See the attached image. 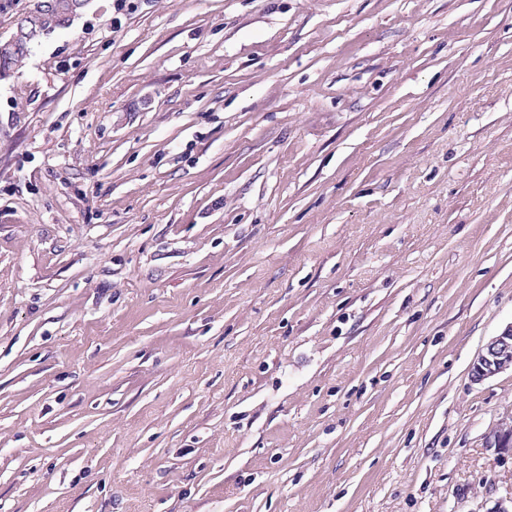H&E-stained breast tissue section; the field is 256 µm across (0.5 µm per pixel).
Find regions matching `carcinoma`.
Segmentation results:
<instances>
[{
  "label": "carcinoma",
  "mask_w": 512,
  "mask_h": 512,
  "mask_svg": "<svg viewBox=\"0 0 512 512\" xmlns=\"http://www.w3.org/2000/svg\"><path fill=\"white\" fill-rule=\"evenodd\" d=\"M79 3L80 0H48L41 7L27 8L16 23L14 37L0 42V77L21 68L35 43L68 27Z\"/></svg>",
  "instance_id": "cac0c4a2"
}]
</instances>
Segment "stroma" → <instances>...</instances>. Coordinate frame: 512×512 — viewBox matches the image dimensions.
<instances>
[{
	"label": "stroma",
	"mask_w": 512,
	"mask_h": 512,
	"mask_svg": "<svg viewBox=\"0 0 512 512\" xmlns=\"http://www.w3.org/2000/svg\"><path fill=\"white\" fill-rule=\"evenodd\" d=\"M512 0H92L0 80V512H512ZM512 367V324L486 346L472 367L474 381H482Z\"/></svg>",
	"instance_id": "stroma-1"
}]
</instances>
